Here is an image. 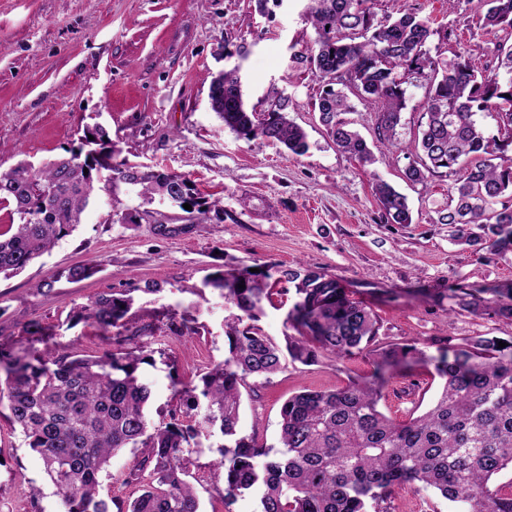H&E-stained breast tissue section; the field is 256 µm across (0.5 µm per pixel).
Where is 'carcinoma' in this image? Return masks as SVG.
<instances>
[{
  "instance_id": "1",
  "label": "carcinoma",
  "mask_w": 512,
  "mask_h": 512,
  "mask_svg": "<svg viewBox=\"0 0 512 512\" xmlns=\"http://www.w3.org/2000/svg\"><path fill=\"white\" fill-rule=\"evenodd\" d=\"M368 2L307 0L314 46L290 59L309 63L324 83L316 103L321 122L342 151L366 163L371 160L366 140L342 118L351 109L348 94L373 102L378 140L395 147L405 109L403 85L424 83V123L405 179L423 186L431 177L448 179L447 201L433 210L431 222L452 226L451 236L460 244L512 252V158L467 161L487 152L478 121L483 113L499 119V150L512 146V44L497 46L493 69L472 58L448 59L439 46L433 53L425 48L437 34L428 21L413 12L378 19ZM464 3L477 17L472 38L512 34V0ZM209 100L230 132L277 142L296 156L308 151L306 133L288 117V97L274 96L264 112L248 111L236 70L212 80ZM105 171L114 182L141 186L148 201L158 197L180 209L188 203L203 217L223 211L220 200L199 199L183 175L140 171L118 159L107 131L94 125L48 164L20 162L0 172V205L18 219L0 232V276L20 273L72 234L103 191ZM374 193L386 223H413L407 197L395 187L378 181ZM96 272V265L86 262L71 267L67 278L80 281ZM283 282L294 285L288 322L297 335L285 336L282 347L255 322ZM204 287L239 311L227 323L228 353L201 376L202 387L180 391L184 417L173 415L160 426L150 425L146 414L151 390L138 370L149 356L141 346L51 360L0 351L5 373L0 403L7 402L9 419L40 456L64 512H112L100 497V478L112 454L123 448L141 449L128 479L144 486L118 512H199L188 480L191 454L216 429L224 437L217 463L224 469V499L256 491L260 512H388L396 491L408 486L430 490L460 512H512V481L499 482L501 473L512 470V338L480 336L437 357L411 344L379 347L373 311L321 270L275 263L257 273L230 268L209 275ZM133 292L99 295L80 318L104 334L114 329L121 336ZM449 297L453 312L491 311L512 321V288L458 284ZM165 331L196 333L188 319L173 316ZM365 351L372 355L370 379L288 397L280 410V450L238 433L248 379L270 378L288 358L312 365L322 353L344 360ZM417 362L433 367L439 389L424 412L397 422L379 406L387 374Z\"/></svg>"
}]
</instances>
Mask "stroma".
<instances>
[{
	"label": "stroma",
	"mask_w": 512,
	"mask_h": 512,
	"mask_svg": "<svg viewBox=\"0 0 512 512\" xmlns=\"http://www.w3.org/2000/svg\"><path fill=\"white\" fill-rule=\"evenodd\" d=\"M304 6V0H0V171L54 159L98 124L129 164L184 175L202 198L221 199L224 207L202 221L145 202L139 186L118 183L105 192L104 204L89 207L72 235L20 274L0 278L5 351L53 358L111 349L78 314L91 298L133 289L129 329L161 326L172 313L196 328L191 336L144 337L153 353L139 377L151 389L147 416L156 426L176 409L178 390L199 384L228 351L224 321L235 309L201 290L208 274L228 266L321 269L373 310L379 342L413 344L429 356L475 336L512 335V322L495 315L451 313L448 298L458 283L511 288L512 252L457 244L447 225L430 221L433 204L447 199V180L433 177L424 187L404 180L425 87L404 86L400 148L378 145L376 114L355 97L343 118L373 147L374 160L364 164L339 150L314 108L320 79L308 64L290 62L293 50H306L316 37ZM374 11L380 18L417 13L447 31L449 54L487 65L503 40L499 34L472 39L476 17L448 0H374ZM234 67L255 111L266 110L274 92L288 96L290 118L308 135L305 155L225 129L210 107L209 86ZM378 179L407 196L412 223H385L374 194ZM116 208L135 214L136 223H113ZM87 260L98 265L93 276L64 279L67 268ZM46 281L53 290L38 293ZM152 282L161 292L146 291ZM32 321L49 327L47 341L25 334ZM371 372L365 353L344 361L323 354L309 366L287 363L270 379H250L238 429L276 445L280 408L290 395L342 387ZM435 392L424 366L399 369L380 406L404 421ZM210 442L193 456L200 512H258L253 494L225 503L224 473L214 467L221 439ZM137 455L133 448L113 455L101 476L103 498L122 505L138 495L139 484L126 480ZM62 509L41 460L0 406V512Z\"/></svg>",
	"instance_id": "obj_1"
}]
</instances>
